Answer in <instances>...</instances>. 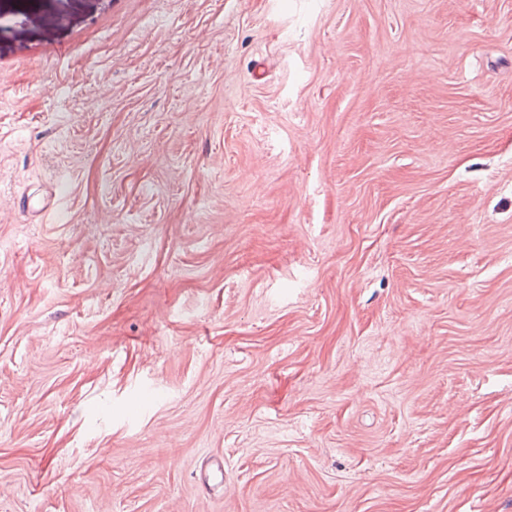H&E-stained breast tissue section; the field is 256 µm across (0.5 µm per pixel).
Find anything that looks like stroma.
<instances>
[{
	"label": "stroma",
	"mask_w": 512,
	"mask_h": 512,
	"mask_svg": "<svg viewBox=\"0 0 512 512\" xmlns=\"http://www.w3.org/2000/svg\"><path fill=\"white\" fill-rule=\"evenodd\" d=\"M49 2L0 0V512H512V0Z\"/></svg>",
	"instance_id": "35a3bbf8"
}]
</instances>
